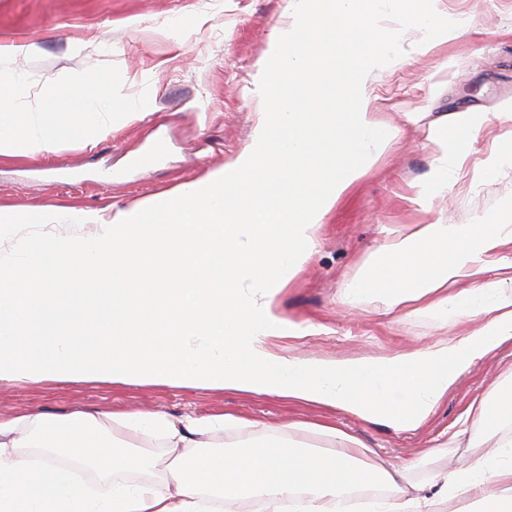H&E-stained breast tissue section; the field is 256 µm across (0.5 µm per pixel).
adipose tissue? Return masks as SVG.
<instances>
[{
  "instance_id": "1",
  "label": "adipose tissue",
  "mask_w": 512,
  "mask_h": 512,
  "mask_svg": "<svg viewBox=\"0 0 512 512\" xmlns=\"http://www.w3.org/2000/svg\"><path fill=\"white\" fill-rule=\"evenodd\" d=\"M441 0H291V20L273 35L257 78L263 104L248 146L224 169L149 204L116 211L97 232L49 236L36 248L0 253V383L37 377L115 383L206 385L270 393L415 432L436 413L461 373L512 341V221L409 224L347 288L375 293L384 314L469 320L460 337L376 360H305L273 352V337L317 334L284 316L277 294L311 259L324 217L386 142L369 106L400 32L422 33V50L465 35L440 19ZM105 72L14 109L21 80L0 71V155L53 152L94 142L114 114ZM488 121L456 112L450 129L429 127L435 146L422 191L455 183ZM56 311V327L43 318ZM230 415L172 418L147 411L0 417V512H224L260 492L266 512L290 498L301 512H342L348 488L381 480L386 512H429L465 498L482 512H512V371L459 417L482 428L493 455L429 486L401 472L354 467L360 443L338 429L335 453L312 454L268 432L230 453L209 447ZM178 449L164 484L119 485L145 460L118 443L115 428Z\"/></svg>"
}]
</instances>
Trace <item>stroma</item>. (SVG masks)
I'll list each match as a JSON object with an SVG mask.
<instances>
[{"instance_id":"obj_1","label":"stroma","mask_w":512,"mask_h":512,"mask_svg":"<svg viewBox=\"0 0 512 512\" xmlns=\"http://www.w3.org/2000/svg\"><path fill=\"white\" fill-rule=\"evenodd\" d=\"M441 10L468 28L467 35L419 52L416 35L400 40V62L376 83L378 124L390 131L387 146L322 221L317 253L279 294L281 312L297 322L322 325L315 336L276 337L272 349L301 359L380 357L423 346L433 337L463 336L471 325L427 318L391 322L366 296L352 305L340 296L376 258L390 229L402 224H495L512 215V168L483 178L479 167L512 132L499 113L512 110V0H442ZM289 0H0V45H34L29 54L0 59L19 75L25 112L67 77L112 73V97L140 104L132 121L116 120L95 145L74 141L54 153L0 156V210L41 215V224H16L0 248L33 243L47 234L87 235L91 224H72L74 213L110 217L224 167L248 145L260 110L254 82L269 49L272 29L288 18ZM450 112H485L480 132L457 183L427 198L419 190L434 154L430 123ZM156 138L168 151L154 167L136 157ZM512 368V342L463 372L420 430L397 432L350 414L270 395L208 386L63 381L51 377L0 384V417L23 413L65 415L93 408L143 410L174 418L230 414L250 427H228L213 441L231 451L261 439L265 423L290 444L316 453L331 449L314 431L327 424L366 447L364 468L409 466L412 483L425 485L491 449L480 431L444 444L442 433L468 404Z\"/></svg>"}]
</instances>
